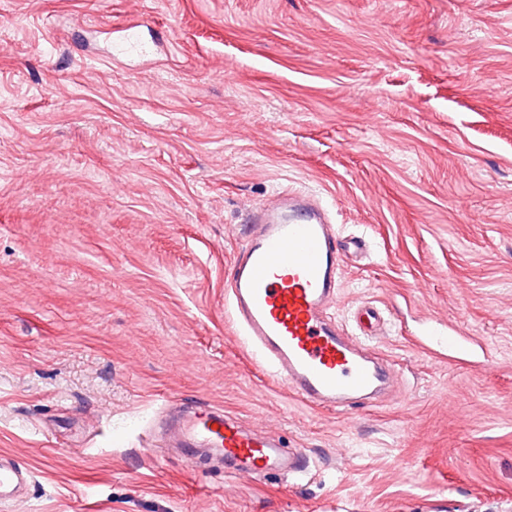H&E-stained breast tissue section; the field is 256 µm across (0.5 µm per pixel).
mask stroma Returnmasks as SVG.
<instances>
[{
  "label": "stroma",
  "instance_id": "1",
  "mask_svg": "<svg viewBox=\"0 0 512 512\" xmlns=\"http://www.w3.org/2000/svg\"><path fill=\"white\" fill-rule=\"evenodd\" d=\"M287 188L366 241L331 315L392 316L373 405L275 387L225 305L245 205ZM170 401L308 473L159 455ZM0 454L31 474L0 512H512V0H0ZM426 324L433 328L426 330L425 336H446L445 343L448 345V350L469 356L478 347L482 353L480 366H485L492 360L490 351L482 341L476 336H468L459 325L448 322L447 329L446 322L442 323L431 319L427 320Z\"/></svg>",
  "mask_w": 512,
  "mask_h": 512
}]
</instances>
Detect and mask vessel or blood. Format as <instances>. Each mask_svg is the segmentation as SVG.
Returning <instances> with one entry per match:
<instances>
[{"label": "vessel or blood", "mask_w": 512, "mask_h": 512, "mask_svg": "<svg viewBox=\"0 0 512 512\" xmlns=\"http://www.w3.org/2000/svg\"><path fill=\"white\" fill-rule=\"evenodd\" d=\"M245 239L232 262L226 300L267 377L310 406L340 411L393 386L395 365L370 348L387 322L382 309L371 303L357 308L358 331L351 336L325 318L339 297L340 270L362 251V238L343 242L317 196L282 190L250 209ZM429 333L465 356L480 348L479 338L453 323L433 322ZM164 431L189 466L214 461L229 479L293 476L308 468L305 449L284 448L280 438L244 427L211 405L187 413L167 407ZM25 479L0 456L1 500Z\"/></svg>", "instance_id": "obj_1"}]
</instances>
